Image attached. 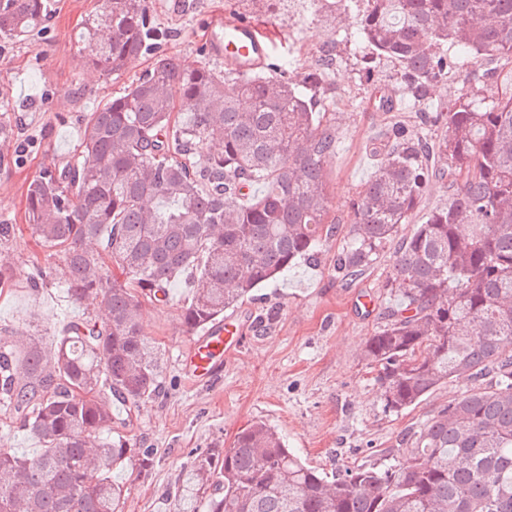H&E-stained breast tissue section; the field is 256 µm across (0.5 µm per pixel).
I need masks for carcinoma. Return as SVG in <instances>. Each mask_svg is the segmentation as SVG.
<instances>
[{
    "label": "carcinoma",
    "mask_w": 512,
    "mask_h": 512,
    "mask_svg": "<svg viewBox=\"0 0 512 512\" xmlns=\"http://www.w3.org/2000/svg\"><path fill=\"white\" fill-rule=\"evenodd\" d=\"M362 4L357 38L398 66L396 92L425 101L464 60L480 67L430 127L396 124L375 147L381 162L354 200L336 273L373 267L430 184L448 180V204L401 238L386 283L400 302L363 355L394 414L456 377L486 384L402 435L389 463L331 477L254 421L191 462L176 512H512V94L492 85L512 63V0ZM47 10V0H0V37L39 31ZM79 39L108 75L144 56L153 64L90 113L74 160L27 188L29 225L62 255L68 294L100 296L103 313L70 324L50 351L0 336L3 425L17 420L41 441L33 457L0 448V512H121L119 473L148 470L153 452L101 434L112 398L135 405L161 388L143 302L168 303L170 285L193 276L181 310L192 335L335 234L325 164L337 139L321 70L290 79L283 60L266 76L185 69L145 0H101ZM207 140L223 150L198 167Z\"/></svg>",
    "instance_id": "1"
}]
</instances>
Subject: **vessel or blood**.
<instances>
[{"mask_svg":"<svg viewBox=\"0 0 512 512\" xmlns=\"http://www.w3.org/2000/svg\"><path fill=\"white\" fill-rule=\"evenodd\" d=\"M208 50L214 58L241 74L258 68L269 56L266 35L255 25L221 14L208 21ZM242 332L240 323L224 318L209 327L189 345L184 353L187 372L196 380H208L224 360V354L236 346Z\"/></svg>","mask_w":512,"mask_h":512,"instance_id":"obj_1","label":"vessel or blood"}]
</instances>
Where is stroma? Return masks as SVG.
<instances>
[{
  "instance_id": "obj_1",
  "label": "stroma",
  "mask_w": 512,
  "mask_h": 512,
  "mask_svg": "<svg viewBox=\"0 0 512 512\" xmlns=\"http://www.w3.org/2000/svg\"><path fill=\"white\" fill-rule=\"evenodd\" d=\"M48 3L42 34L0 38V224L15 227L13 236L0 241V264L13 272L10 284L0 288V334L18 341L36 335L50 350L70 322L100 312L101 301L93 296L73 301L50 280L32 287L33 277L59 259L28 226V185L79 152L90 112L136 83L152 60L137 59L113 76L93 69L77 34L99 0ZM145 4L155 22L172 33L166 51L188 68L204 63L222 68L207 50L208 20L220 11L256 25L273 41V58L294 61L297 71L320 65L323 50L331 51L335 63L324 79L332 90L327 103L339 148L327 162L325 190L328 217L338 232L313 263L255 289L234 310L246 337L239 349L225 354L211 380L193 381L181 364L191 341L180 317L185 280L172 284L169 304L143 306L144 332L163 356V389L133 408L112 405L113 434L154 455L149 470L129 468L123 512H175L170 493L183 469L198 453L231 447L236 434L256 420L274 427L289 447L327 474L387 464L404 431L474 386L452 379L402 414L385 412L362 347L396 302L385 282L398 245H387L374 267L355 281L344 282L336 273V253L354 221L352 202L377 168L374 142L393 123H420L423 107L401 97L394 111L375 110L371 92L393 85L395 69L382 64L362 70L361 45L324 21L317 0ZM364 295L373 307H363Z\"/></svg>"
}]
</instances>
